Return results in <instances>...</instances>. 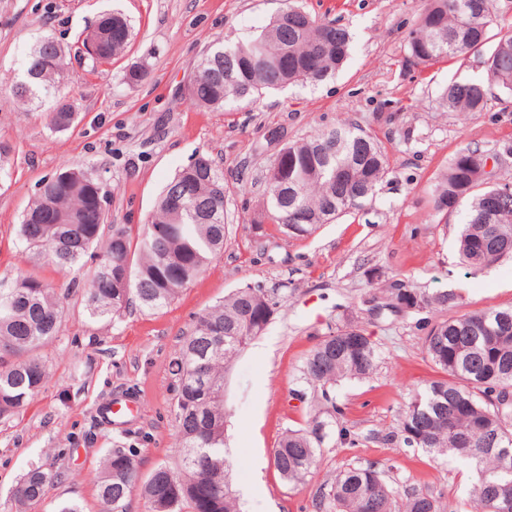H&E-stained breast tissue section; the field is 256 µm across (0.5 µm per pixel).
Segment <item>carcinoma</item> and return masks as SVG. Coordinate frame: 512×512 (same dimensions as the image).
Here are the masks:
<instances>
[{
	"label": "carcinoma",
	"mask_w": 512,
	"mask_h": 512,
	"mask_svg": "<svg viewBox=\"0 0 512 512\" xmlns=\"http://www.w3.org/2000/svg\"><path fill=\"white\" fill-rule=\"evenodd\" d=\"M491 28L488 0H427L408 34L409 61L416 66L486 52L483 78H464L444 89L443 105L451 111H484L491 86L512 97V36L495 37ZM88 35L115 56L124 51L132 32L123 16L112 14L101 17ZM350 49L346 29L290 5L252 38L221 43L193 63L197 77L188 97L211 111H233L265 90L330 79ZM64 57L56 38L44 35L24 54L12 87L25 105L53 103L50 125L57 132L76 120L61 93ZM286 147L288 188L273 192L270 180L281 164L276 158L265 175L262 215L288 239L309 237L361 207L388 173L381 147L358 125L339 124ZM481 156L478 150L459 152L431 188L435 212L467 207L459 253L463 264L475 270L512 257V194L500 200L496 214H489L487 197L497 186L469 163ZM194 159L176 172L137 232L126 224H105L100 175L83 167L64 168L41 183L19 224L25 252L75 274L72 285L87 289L93 318L114 320L135 302L148 311L167 307L224 253V174L209 156ZM300 214L307 216V223L296 224ZM293 224L295 232L288 230ZM88 259L95 267L82 280L77 274ZM385 298L393 308L418 312L428 306L444 310L454 294L430 297L395 280ZM276 306L264 288L248 285L196 319L174 359L181 455L172 465H158L143 481L134 454L113 450L98 482L103 512H123L138 484L149 512H237L230 492L216 489L226 485L229 467L224 459V371L260 335L255 318L272 320ZM62 311L55 288L33 273L19 272L8 286L0 281V417L19 411L44 384L46 364L38 351L58 333ZM506 318L512 321V307L419 323L425 330L427 358L441 378L415 392L401 416L400 440L408 448L418 446L476 466L478 477L463 512H512V333L501 332ZM377 355V345L364 329H339L306 357L304 383L321 390V398L340 415L327 386L339 378L369 375ZM201 378L212 393L206 412L216 421V428L208 431L192 404L195 382ZM322 414L315 406L308 427L288 429L278 440L274 464L290 484L302 482L318 462L329 426ZM53 480L48 471L30 469L14 493L20 512L37 508ZM316 507L329 512H446L441 498L400 489L374 463L339 471L320 489Z\"/></svg>",
	"instance_id": "obj_1"
}]
</instances>
